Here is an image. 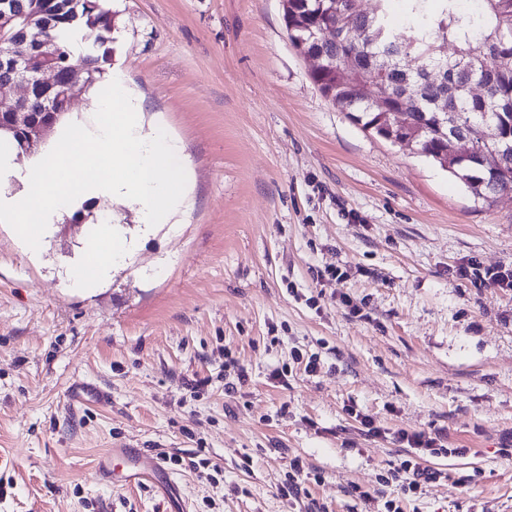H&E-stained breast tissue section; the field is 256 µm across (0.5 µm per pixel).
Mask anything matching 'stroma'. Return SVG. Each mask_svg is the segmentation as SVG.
Returning a JSON list of instances; mask_svg holds the SVG:
<instances>
[{"mask_svg": "<svg viewBox=\"0 0 512 512\" xmlns=\"http://www.w3.org/2000/svg\"><path fill=\"white\" fill-rule=\"evenodd\" d=\"M110 4L112 61L145 127L182 145L186 198L148 232L96 200L36 250L0 223V512H512V288L457 274L512 266V193L475 198L353 121L313 83L281 0ZM103 214L132 250L74 288ZM80 385L108 404L71 405ZM401 429L446 448L414 492L387 478ZM124 443L180 457L171 497L96 478Z\"/></svg>", "mask_w": 512, "mask_h": 512, "instance_id": "stroma-1", "label": "stroma"}]
</instances>
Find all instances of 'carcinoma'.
<instances>
[{"mask_svg":"<svg viewBox=\"0 0 512 512\" xmlns=\"http://www.w3.org/2000/svg\"><path fill=\"white\" fill-rule=\"evenodd\" d=\"M390 0H375L367 14L358 12L356 0H286L283 20L293 47L308 58L326 54L328 59L311 69L321 92L341 105L353 118L378 136L388 138V114L401 111V60L412 58L417 66L443 72L439 82L410 78L417 91L413 110L421 134L414 142L423 156L448 169L478 198L512 192V0H480L476 13L464 9L461 0H404L410 20L407 31L393 28L388 19ZM18 20L5 40L23 39L21 30L31 25L53 47L52 61L60 76L59 87H36L24 105L38 114L53 101L52 111L66 117L69 109L64 87L92 86L111 60L110 44L119 31L107 0H7L1 8ZM336 28V45L324 49L317 43L321 28ZM78 38L84 52L74 55L67 42ZM451 42L455 57L441 55ZM481 83L485 96L474 98L470 86ZM448 98V111L457 113L456 124L441 122L438 103ZM498 126L500 138L484 139L485 126ZM469 138L472 153L448 158L454 132Z\"/></svg>","mask_w":512,"mask_h":512,"instance_id":"obj_1","label":"carcinoma"}]
</instances>
